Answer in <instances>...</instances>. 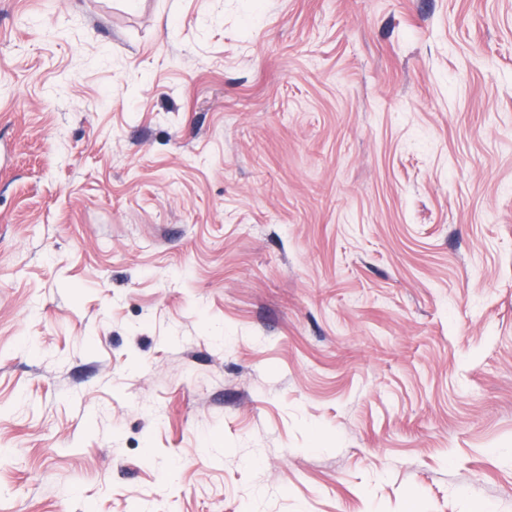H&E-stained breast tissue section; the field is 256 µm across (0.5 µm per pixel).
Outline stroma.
Returning <instances> with one entry per match:
<instances>
[{"instance_id": "stroma-1", "label": "stroma", "mask_w": 512, "mask_h": 512, "mask_svg": "<svg viewBox=\"0 0 512 512\" xmlns=\"http://www.w3.org/2000/svg\"><path fill=\"white\" fill-rule=\"evenodd\" d=\"M0 512H512V0H0Z\"/></svg>"}]
</instances>
